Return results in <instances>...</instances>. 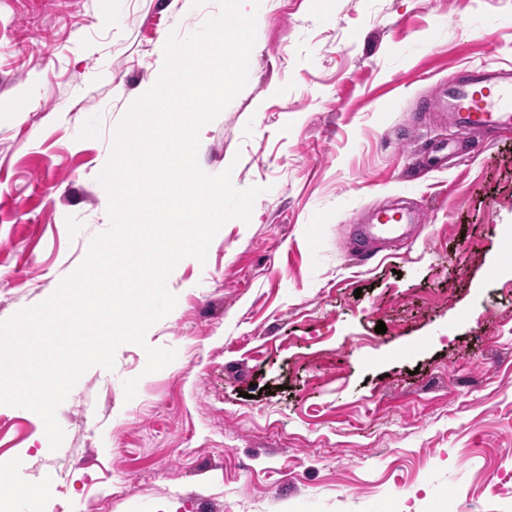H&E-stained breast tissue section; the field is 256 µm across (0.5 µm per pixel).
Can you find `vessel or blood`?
Returning <instances> with one entry per match:
<instances>
[{
	"instance_id": "b4317fda",
	"label": "vessel or blood",
	"mask_w": 512,
	"mask_h": 512,
	"mask_svg": "<svg viewBox=\"0 0 512 512\" xmlns=\"http://www.w3.org/2000/svg\"><path fill=\"white\" fill-rule=\"evenodd\" d=\"M418 106L447 113L451 126L460 132L512 130V70L490 64L471 68L450 82L442 96L421 99ZM407 235L401 218L381 212L375 223L354 226L346 246L355 257H370L378 244H394Z\"/></svg>"
}]
</instances>
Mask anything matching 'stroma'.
Instances as JSON below:
<instances>
[{"label":"stroma","instance_id":"stroma-1","mask_svg":"<svg viewBox=\"0 0 512 512\" xmlns=\"http://www.w3.org/2000/svg\"><path fill=\"white\" fill-rule=\"evenodd\" d=\"M246 88L198 159L263 187L173 311L57 409L0 405L9 512H512V132L447 167L417 102L512 64V0H265ZM214 0H0V321L48 298L110 225L98 175L170 33ZM417 224L354 263L373 208ZM386 333H376L378 323ZM138 378L133 399L124 383Z\"/></svg>","mask_w":512,"mask_h":512}]
</instances>
